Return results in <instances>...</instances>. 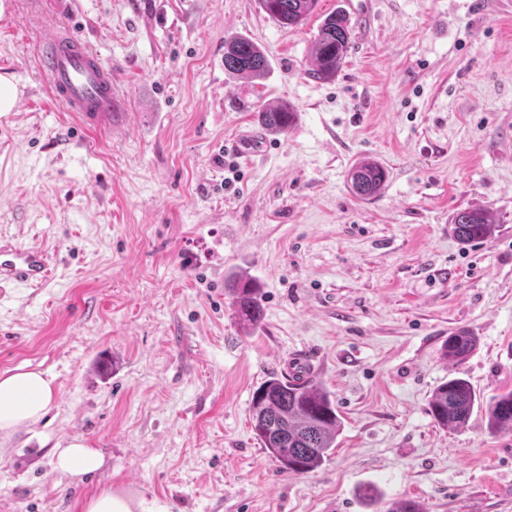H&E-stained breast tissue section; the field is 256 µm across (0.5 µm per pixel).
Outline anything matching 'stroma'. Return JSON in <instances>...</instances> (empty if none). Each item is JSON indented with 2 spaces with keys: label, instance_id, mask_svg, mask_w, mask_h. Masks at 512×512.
Instances as JSON below:
<instances>
[{
  "label": "stroma",
  "instance_id": "stroma-1",
  "mask_svg": "<svg viewBox=\"0 0 512 512\" xmlns=\"http://www.w3.org/2000/svg\"><path fill=\"white\" fill-rule=\"evenodd\" d=\"M112 69L119 112L85 126L48 93L24 0H0V78L28 98L0 124V237L45 248L51 275L0 297V373L53 381L48 413L0 434V512H83L102 490L143 512H512V432L428 412L468 379L512 390V0H319L281 28L257 0H45ZM341 10L352 49L308 76ZM261 45L265 78L224 70V41ZM298 114L261 155L233 148L257 112ZM387 171L360 200L361 159ZM491 212L460 241L455 214ZM263 286L244 328L228 294ZM477 349L446 363L450 332ZM308 351L343 429L319 468L282 471L251 427L253 391ZM83 439L80 480L52 451ZM376 489L372 500L364 487ZM491 215L483 209H463L456 213L453 231L461 241H471L489 237L495 231Z\"/></svg>",
  "mask_w": 512,
  "mask_h": 512
}]
</instances>
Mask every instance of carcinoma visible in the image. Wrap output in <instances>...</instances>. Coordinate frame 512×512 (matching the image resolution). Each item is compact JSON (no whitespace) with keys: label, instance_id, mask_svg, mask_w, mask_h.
I'll return each instance as SVG.
<instances>
[{"label":"carcinoma","instance_id":"obj_1","mask_svg":"<svg viewBox=\"0 0 512 512\" xmlns=\"http://www.w3.org/2000/svg\"><path fill=\"white\" fill-rule=\"evenodd\" d=\"M319 0H259L262 10L279 26L293 28L314 13ZM351 49V26L341 12L322 21L312 50V68L308 75L317 81L336 77ZM269 61L262 48L252 40L230 37L224 40V70L250 78L264 76ZM298 115L290 106L278 104L257 112L258 122L269 132L282 134L296 122ZM352 193L359 199L377 196L384 188L386 172L370 159L352 167L349 174ZM453 231L461 241L489 237L495 231L491 215L483 209H463L456 213ZM232 305L241 323L247 327L260 322V288L251 278L237 274L229 288ZM473 332L460 328L448 335L441 348L443 359L462 362L477 348ZM430 413L444 428L462 429L474 409H485L488 428L512 431V390L484 403L471 383L452 377L437 386L430 399ZM251 425L255 438L286 472L303 474L315 470L336 449L342 430L336 404L320 383L296 384L272 374L255 390L251 401Z\"/></svg>","mask_w":512,"mask_h":512}]
</instances>
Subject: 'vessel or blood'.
<instances>
[{
	"mask_svg": "<svg viewBox=\"0 0 512 512\" xmlns=\"http://www.w3.org/2000/svg\"><path fill=\"white\" fill-rule=\"evenodd\" d=\"M37 63L48 78L53 98L66 111L80 113L86 122L99 121L116 111L112 71L79 32L41 21ZM49 275V256L43 247L0 239V288L35 287ZM314 371L313 360L301 353L291 357L286 366L289 379L298 384L311 381Z\"/></svg>",
	"mask_w": 512,
	"mask_h": 512,
	"instance_id": "obj_1",
	"label": "vessel or blood"
}]
</instances>
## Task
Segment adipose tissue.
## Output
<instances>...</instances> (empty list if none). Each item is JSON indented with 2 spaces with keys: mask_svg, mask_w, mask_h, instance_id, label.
<instances>
[{
  "mask_svg": "<svg viewBox=\"0 0 512 512\" xmlns=\"http://www.w3.org/2000/svg\"><path fill=\"white\" fill-rule=\"evenodd\" d=\"M53 398L51 380L42 372L21 368L0 373V431L10 432L40 419ZM57 470L80 475L101 468L97 450L74 440L68 447L54 451Z\"/></svg>",
  "mask_w": 512,
  "mask_h": 512,
  "instance_id": "1",
  "label": "adipose tissue"
}]
</instances>
